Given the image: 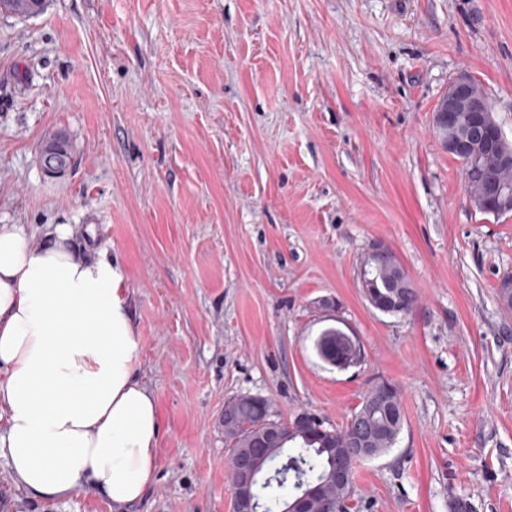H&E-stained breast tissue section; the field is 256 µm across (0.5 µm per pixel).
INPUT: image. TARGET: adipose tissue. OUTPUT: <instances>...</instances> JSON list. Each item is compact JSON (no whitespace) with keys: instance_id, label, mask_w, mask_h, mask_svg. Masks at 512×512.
I'll return each mask as SVG.
<instances>
[{"instance_id":"obj_1","label":"adipose tissue","mask_w":512,"mask_h":512,"mask_svg":"<svg viewBox=\"0 0 512 512\" xmlns=\"http://www.w3.org/2000/svg\"><path fill=\"white\" fill-rule=\"evenodd\" d=\"M111 261L88 259L58 224L40 244L0 223V454L29 497L86 487L121 505L156 473L157 399Z\"/></svg>"}]
</instances>
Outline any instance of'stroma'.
I'll return each instance as SVG.
<instances>
[{
    "mask_svg": "<svg viewBox=\"0 0 512 512\" xmlns=\"http://www.w3.org/2000/svg\"><path fill=\"white\" fill-rule=\"evenodd\" d=\"M512 140V0H47L0 16V222L116 262L155 393L142 499H32L0 456V512H233L224 408L344 424L379 378L403 426L355 470L351 512H512V214L476 211L434 114L460 71ZM75 158L44 175L45 140ZM383 244L416 292L362 295ZM363 360L317 355L321 331ZM335 332L336 328L330 327L321 332L319 336L328 337L324 338L323 341L319 344L320 354L325 357L324 350L325 348H328L330 354L334 355L336 358H339L347 354V346L352 351V354L342 364L339 365L332 363V365L343 368L359 364L362 360L360 354L359 339L356 336L345 333L344 331L341 332L342 336H338L335 334ZM342 341L346 344V346Z\"/></svg>",
    "mask_w": 512,
    "mask_h": 512,
    "instance_id": "1",
    "label": "stroma"
}]
</instances>
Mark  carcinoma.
<instances>
[{
	"instance_id": "1",
	"label": "carcinoma",
	"mask_w": 512,
	"mask_h": 512,
	"mask_svg": "<svg viewBox=\"0 0 512 512\" xmlns=\"http://www.w3.org/2000/svg\"><path fill=\"white\" fill-rule=\"evenodd\" d=\"M46 0H0V14L17 17H33L45 9ZM477 151L468 155H455L462 165L465 186L469 187L470 202L477 211L487 214L489 210L479 205L482 187L490 181L498 182L503 189L512 192V168L503 163L495 151L484 147L480 140L471 138ZM45 146L56 151L67 163H73L74 150L63 135H57ZM363 296L368 304L388 301L395 297L398 276H406L394 254L389 259L376 262L370 255L361 261ZM336 329L327 328L319 351L329 350L334 357L347 354L341 339L335 337ZM231 422L224 425L226 443L231 448L230 461L252 455L262 459L264 476L250 489L249 502L259 512H282L285 502L301 496L309 487L323 485L324 497L331 501L335 512H349L353 483L346 485L325 482L333 464V458H341L351 443L353 433L360 427L372 428L376 432L375 455L379 456L396 444L403 425L402 396L399 387L387 380L381 387L368 391L350 418L341 426L325 425L316 420L302 433L283 438L278 448L260 446L265 430L272 425L287 428L288 423L271 418V405L264 398L242 395L235 398L230 414ZM293 460L297 468L285 470V461Z\"/></svg>"
}]
</instances>
